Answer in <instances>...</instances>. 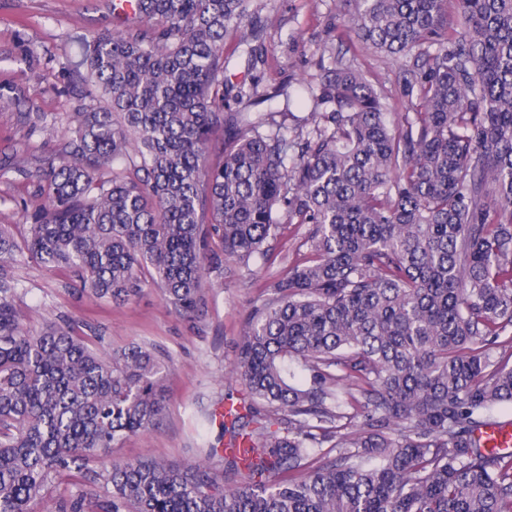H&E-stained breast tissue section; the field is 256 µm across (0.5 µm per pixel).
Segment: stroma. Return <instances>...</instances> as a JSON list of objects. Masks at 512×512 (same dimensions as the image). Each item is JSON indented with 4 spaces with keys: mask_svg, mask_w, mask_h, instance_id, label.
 I'll use <instances>...</instances> for the list:
<instances>
[{
    "mask_svg": "<svg viewBox=\"0 0 512 512\" xmlns=\"http://www.w3.org/2000/svg\"><path fill=\"white\" fill-rule=\"evenodd\" d=\"M261 3L267 22L262 39H245L250 29L246 22L224 38L230 83L255 87L249 104L228 96L229 110L282 108L276 91L319 84L324 66L341 56L382 92L389 112L407 111L398 60L358 38L337 0ZM112 26V0H0V92L9 96L0 103V161L19 158L16 165L0 169V224L14 225L16 234H24L33 203L44 190L38 172L43 159L61 150L68 137L65 114L82 87V73L75 68L80 41ZM254 46L261 48L265 64L249 72L245 60ZM32 112L44 114L45 122L32 124ZM309 231L306 224L282 225L268 242L278 257L271 273H281L284 260L306 254ZM15 276L17 305L32 329H39L47 315H61L95 329L109 349L142 343L169 365L162 425L125 438L114 456L185 464L216 444L220 428L207 425L205 415L243 393L230 372L234 343L253 302L266 289V277L249 278L235 264L225 263L221 272L211 273L205 309L193 323L176 315L162 292L151 286L136 300L115 306L77 295L69 272L48 270L28 258L18 262Z\"/></svg>",
    "mask_w": 512,
    "mask_h": 512,
    "instance_id": "35a3bbf8",
    "label": "stroma"
}]
</instances>
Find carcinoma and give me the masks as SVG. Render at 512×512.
Segmentation results:
<instances>
[{
    "label": "carcinoma",
    "mask_w": 512,
    "mask_h": 512,
    "mask_svg": "<svg viewBox=\"0 0 512 512\" xmlns=\"http://www.w3.org/2000/svg\"><path fill=\"white\" fill-rule=\"evenodd\" d=\"M339 2L402 60L397 126L339 57L286 93L312 102L291 129L225 111L224 33L264 27L251 0H112L116 25L83 41L45 198L24 236L0 225V512L63 478L47 512H512V454L476 438L512 403V0H457L459 37L447 0ZM280 213L312 225L308 254L239 336L243 404L208 414L229 443L112 457L163 420L165 368L65 319L31 330L18 257L114 305L154 285L194 321L223 261L267 267Z\"/></svg>",
    "instance_id": "cac0c4a2"
}]
</instances>
